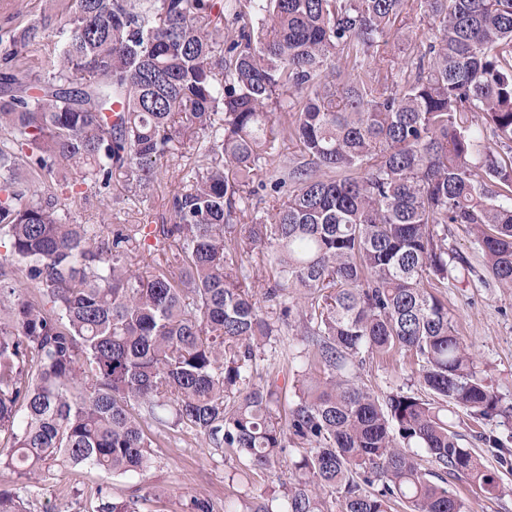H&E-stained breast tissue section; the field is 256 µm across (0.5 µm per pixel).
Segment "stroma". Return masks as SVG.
<instances>
[{
	"label": "stroma",
	"instance_id": "stroma-1",
	"mask_svg": "<svg viewBox=\"0 0 512 512\" xmlns=\"http://www.w3.org/2000/svg\"><path fill=\"white\" fill-rule=\"evenodd\" d=\"M66 3L67 0H0V53L14 34L26 27L34 28L37 37L27 47L26 67L30 75L45 74L70 30ZM434 37L427 19L414 6L390 31V43L402 62L412 57L417 45L429 43ZM196 156V143L186 140L175 145L173 155L159 166L157 178L143 200L127 199L124 182L117 177L111 189L116 205L91 199L71 213V221L94 225L105 235L116 224L159 223L171 190L192 167ZM448 247L465 256L470 268L449 282L443 294L469 354L501 396L502 406H510L512 289L499 287L489 276L475 238L465 227L449 225ZM311 353L300 326L279 325L256 352L254 379L274 380L279 388L280 407H291L303 382L315 374ZM360 375L380 397L419 388L413 361L404 353L363 355ZM295 454V447H288L276 472L245 480L238 477V462L230 452L209 448L190 429L179 427L167 430L158 439L152 464L143 473L115 477L93 469L62 470L27 492L22 479L0 469V489L19 493L26 512H91L97 488L105 485L111 486L113 497H141V512H190V503L197 497L210 499L213 512H225L227 506L239 508L256 498L284 497L294 480L291 460Z\"/></svg>",
	"mask_w": 512,
	"mask_h": 512
}]
</instances>
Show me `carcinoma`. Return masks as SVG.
Wrapping results in <instances>:
<instances>
[{"label":"carcinoma","mask_w":512,"mask_h":512,"mask_svg":"<svg viewBox=\"0 0 512 512\" xmlns=\"http://www.w3.org/2000/svg\"><path fill=\"white\" fill-rule=\"evenodd\" d=\"M409 2L71 0L70 35L34 86L19 64L31 29L13 36L0 72V468L36 484L57 467L139 474L150 421L260 473L288 441L304 449L284 501L243 512H328L325 491L341 512H471L448 479L507 491L448 422L450 406L472 425L512 412L437 289L468 268L450 224L512 288V0H417L437 36L390 82L388 31ZM199 136L162 223L102 236L68 220L87 196L59 198L55 173L80 171L104 199L118 174L136 197L175 142ZM285 137L300 158L268 178L278 204L234 224ZM268 247L265 301L289 318L288 289H304L320 369L284 426L274 383L251 380L275 325L241 274L242 252ZM403 350L418 393L381 401L349 374L364 351ZM474 438L512 455V435ZM22 503L0 489V512ZM93 512L138 506L101 488Z\"/></svg>","instance_id":"obj_1"}]
</instances>
